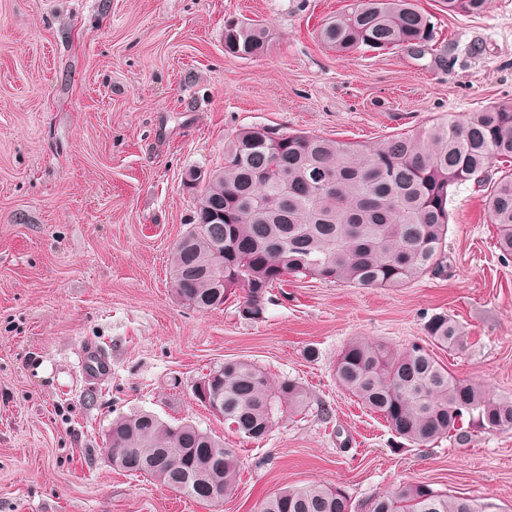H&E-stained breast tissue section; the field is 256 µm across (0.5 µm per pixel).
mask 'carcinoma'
I'll use <instances>...</instances> for the list:
<instances>
[{
  "instance_id": "1",
  "label": "carcinoma",
  "mask_w": 512,
  "mask_h": 512,
  "mask_svg": "<svg viewBox=\"0 0 512 512\" xmlns=\"http://www.w3.org/2000/svg\"><path fill=\"white\" fill-rule=\"evenodd\" d=\"M448 13L475 15L489 0H447ZM431 16L412 0H354L323 25L320 40L340 56L397 50L421 58L432 41ZM261 24L224 23V51L253 58L268 47ZM512 162V101L441 119L422 130L373 142L346 143L307 132L280 134L264 127L240 130L224 144V163L208 170L196 191L186 244L169 253L174 296L199 311L224 305L244 289L238 316L264 319L274 289L286 277L353 286L400 287L444 271L451 189L473 182L487 189L496 246L512 257V170L489 174L494 161ZM224 213L214 224L211 216ZM434 344L461 351L468 334L453 317L424 323ZM224 424L240 439L261 442L276 419L302 413L305 386L272 381L255 363L222 365ZM336 380L366 409L381 415L397 437L425 445L469 424L512 428V401L491 397L455 377L419 342L403 350L353 338L336 361ZM112 468L150 478L192 500H224L240 475L241 449L186 420L172 424L150 411L112 420ZM365 512H490L494 505L401 483L364 500ZM259 512H352L345 490L320 483L285 485Z\"/></svg>"
}]
</instances>
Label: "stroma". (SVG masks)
<instances>
[{"label":"stroma","mask_w":512,"mask_h":512,"mask_svg":"<svg viewBox=\"0 0 512 512\" xmlns=\"http://www.w3.org/2000/svg\"><path fill=\"white\" fill-rule=\"evenodd\" d=\"M350 2L0 0V512H257L283 485L312 482L355 504L422 482L512 512V429L413 446L335 376L350 339L403 349L447 313L470 346L437 358L512 399V257L493 246L481 188L451 195L440 275L398 288L292 278L259 323L235 300L201 312L169 288L193 210L185 176L221 165L240 129L367 142L512 99V0L472 17L416 0L435 24L420 59L336 56L318 31ZM232 18L267 26L264 56L225 54ZM88 342L109 376L80 367ZM228 359L301 381L306 413L241 445L193 397ZM135 409L241 448L235 494L216 506L115 472L105 434Z\"/></svg>","instance_id":"stroma-1"}]
</instances>
